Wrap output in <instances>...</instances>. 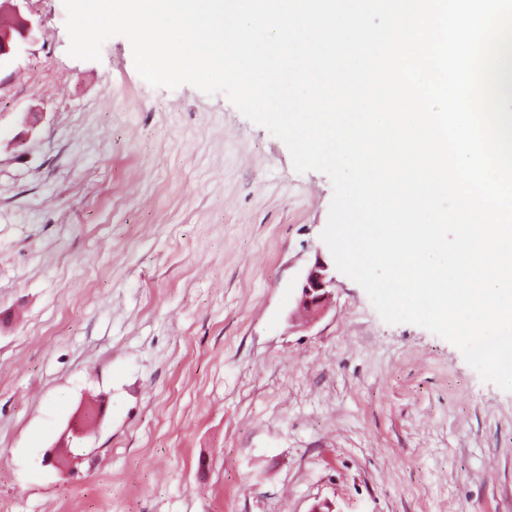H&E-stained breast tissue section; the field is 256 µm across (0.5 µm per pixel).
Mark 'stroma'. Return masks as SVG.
Listing matches in <instances>:
<instances>
[{
    "instance_id": "35a3bbf8",
    "label": "stroma",
    "mask_w": 512,
    "mask_h": 512,
    "mask_svg": "<svg viewBox=\"0 0 512 512\" xmlns=\"http://www.w3.org/2000/svg\"><path fill=\"white\" fill-rule=\"evenodd\" d=\"M0 64V501L9 512H512V392L336 274L333 188L224 94L132 47L68 54L22 0ZM70 469L42 466L87 400ZM18 1L22 0H3L0 3V64L18 51L19 45L26 42L33 32L31 21L23 18L17 4L12 3ZM4 4L9 5L8 10L11 12V20L6 23L1 19ZM334 284L335 277L329 265L322 260L316 261L298 283L299 308L313 316L323 314L331 301ZM102 412V407L99 404L93 402L87 403L83 411L73 419L70 425L67 433H71L69 438L70 443H78L85 437L90 427L102 416Z\"/></svg>"
}]
</instances>
